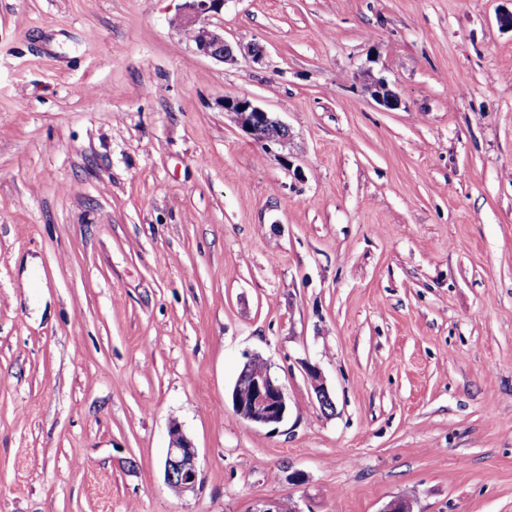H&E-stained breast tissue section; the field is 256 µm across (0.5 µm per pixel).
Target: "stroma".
Segmentation results:
<instances>
[{
    "label": "stroma",
    "instance_id": "35a3bbf8",
    "mask_svg": "<svg viewBox=\"0 0 512 512\" xmlns=\"http://www.w3.org/2000/svg\"><path fill=\"white\" fill-rule=\"evenodd\" d=\"M178 6L0 0V512H512V0H227L232 64ZM172 23L194 51L220 62H233L241 54L259 63L264 49L258 44H232L224 38V28L213 22L218 18L227 0H179ZM222 107L224 112L235 117L239 127L251 138L256 139L265 151L271 152L273 148L282 147L288 143V127L274 118L270 112L256 105L250 98L228 95L224 97ZM272 127H275L279 133L268 134L267 131ZM261 129H265V133L257 138V135L262 133ZM265 367L263 362L253 359L244 365L238 380L246 372L258 373ZM244 385L238 382L233 390L236 414L254 425L277 430L288 414V401L283 385L271 375L269 369L250 376ZM243 388L244 391L240 393L239 390L242 391ZM305 373L310 380V384L319 400L320 406L323 410H333L334 403L331 396L324 385L321 372L316 366L305 367ZM170 443L165 458V479L179 492L195 491L199 482L197 452L176 423L169 430Z\"/></svg>",
    "mask_w": 512,
    "mask_h": 512
}]
</instances>
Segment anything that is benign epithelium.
I'll return each mask as SVG.
<instances>
[{"mask_svg": "<svg viewBox=\"0 0 512 512\" xmlns=\"http://www.w3.org/2000/svg\"><path fill=\"white\" fill-rule=\"evenodd\" d=\"M227 0H182L173 19V25L187 40L194 51L220 62H233L241 54L255 63L264 58V49L258 44H232L224 38V28L217 25L218 18ZM372 96L376 102L387 108L395 109L399 98L382 79L372 83ZM222 107L232 114L239 127L261 147L270 152L277 146L288 143V127L274 118L253 100L246 96L226 95ZM305 373L324 410L334 408L331 396L324 385L319 369L305 367ZM233 406L242 419L273 431L277 430L288 414V401L283 385L270 371L249 377L243 385L236 384L232 394ZM170 443L165 458V479L180 492L196 489L199 482L197 452L192 442L186 438L177 424L169 430Z\"/></svg>", "mask_w": 512, "mask_h": 512, "instance_id": "1", "label": "benign epithelium"}]
</instances>
